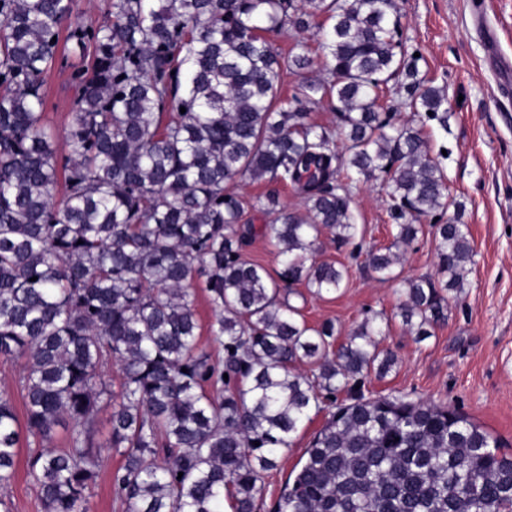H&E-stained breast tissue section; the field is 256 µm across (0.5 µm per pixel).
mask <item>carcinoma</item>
<instances>
[{"label":"carcinoma","mask_w":512,"mask_h":512,"mask_svg":"<svg viewBox=\"0 0 512 512\" xmlns=\"http://www.w3.org/2000/svg\"><path fill=\"white\" fill-rule=\"evenodd\" d=\"M104 6L109 21L93 26L72 20V0H0V359H26L24 420L0 391V487L25 446L45 512H90L115 362L109 448L123 457L112 485L125 512H260L265 476L324 409L272 512H512V457L492 434L443 402L365 393L396 364L377 341L383 314L335 347L334 323L309 326L289 298L348 280V265L316 259L325 234L402 283L398 316L419 342L447 320L448 293L466 288L464 208L424 136L430 121L447 127L448 99L399 40L397 0ZM287 26L317 37L329 77L285 104L284 72L315 64L303 42L274 50L266 34ZM64 30L69 52L92 61L71 75L60 139L44 121L43 83L65 64ZM392 80L412 112L404 123L382 101ZM320 102L336 126L310 120ZM356 176L384 177L387 246L358 239ZM243 177L291 187L302 210L275 191L245 200L231 190ZM247 207L271 219L275 277L244 258ZM423 220L437 280L396 270ZM198 283L221 357L198 344ZM65 417V447L52 448Z\"/></svg>","instance_id":"1"}]
</instances>
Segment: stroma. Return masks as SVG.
<instances>
[{
    "mask_svg": "<svg viewBox=\"0 0 512 512\" xmlns=\"http://www.w3.org/2000/svg\"><path fill=\"white\" fill-rule=\"evenodd\" d=\"M403 39L422 57L421 69L448 98V125L429 123L426 138L438 158L449 192L465 205L463 221L474 243L475 265L468 286L450 299L448 320L435 336L417 341L394 314L400 284L381 281L362 265H351L344 288L320 297L306 296L299 307L309 324L330 320L336 343H344L365 311L390 316L381 347L397 355L396 367L368 388L381 395L448 403L493 434L501 453L512 454V108L499 89L512 84V67H490L487 43L473 25L486 18L501 53L512 59V0H398ZM47 123L64 132L70 121L73 90L70 69L46 78ZM355 222L365 243L389 245L385 191L381 181H358L353 189ZM111 406L96 422L102 446L91 512H124L111 481L122 463L109 449ZM326 413L313 416L282 453L277 470L266 478V504L298 467Z\"/></svg>",
    "mask_w": 512,
    "mask_h": 512,
    "instance_id": "obj_1",
    "label": "stroma"
}]
</instances>
